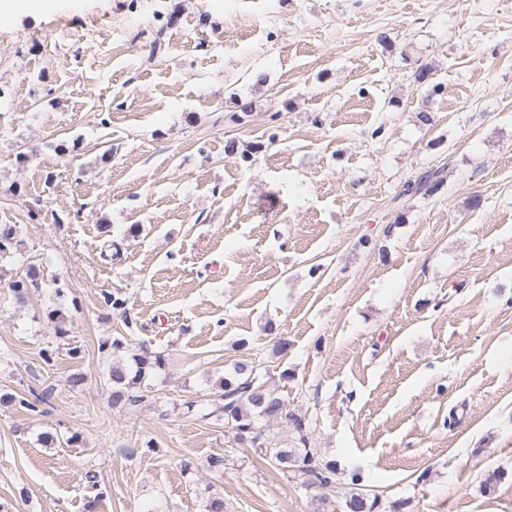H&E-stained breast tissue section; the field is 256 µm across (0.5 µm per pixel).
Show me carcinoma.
Segmentation results:
<instances>
[{"instance_id":"1","label":"carcinoma","mask_w":512,"mask_h":512,"mask_svg":"<svg viewBox=\"0 0 512 512\" xmlns=\"http://www.w3.org/2000/svg\"><path fill=\"white\" fill-rule=\"evenodd\" d=\"M444 184L438 171H426L414 180L404 184L402 195L430 196L438 192ZM20 233L17 225L0 230V256L7 253ZM37 279V272L31 268L27 276L10 284V289L18 300L24 299L30 286ZM123 342L112 341V368L109 376L112 380V404H137L146 398L142 383L151 370L164 364L161 354L150 355L145 351L131 356L133 365H128L120 356ZM257 368L238 364L233 372L224 378V393L221 395L222 406L218 407L224 423L232 424L237 435L247 439L251 447L281 469L294 467L300 476L314 477L321 486L330 487L336 476V463L322 462L316 458L314 449L308 446L304 421L292 416L289 421L295 434L296 446L283 447L281 442L268 435L271 423L278 420L286 408V403L279 388L260 380ZM361 477L355 473L351 477L353 493L347 503L354 505L350 512H376L379 496H370L359 488Z\"/></svg>"}]
</instances>
